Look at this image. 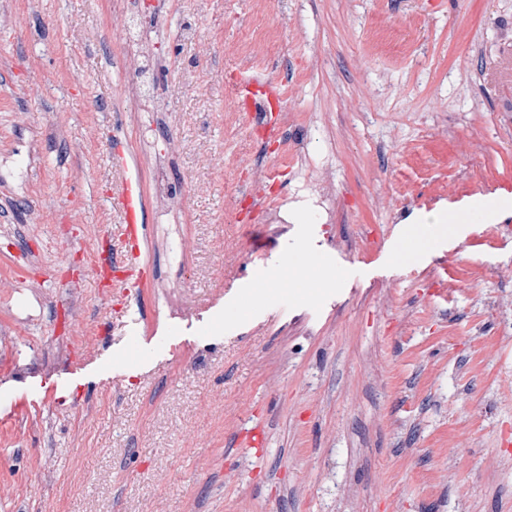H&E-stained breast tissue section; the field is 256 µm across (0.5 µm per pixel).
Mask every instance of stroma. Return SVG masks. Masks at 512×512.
<instances>
[{"label": "stroma", "instance_id": "obj_1", "mask_svg": "<svg viewBox=\"0 0 512 512\" xmlns=\"http://www.w3.org/2000/svg\"><path fill=\"white\" fill-rule=\"evenodd\" d=\"M108 2L0 0V512H512V0ZM233 71L284 84V142ZM138 75L164 112L131 115ZM116 118L189 206H147L123 306L94 271ZM277 154L242 211L237 159ZM292 257L320 288L241 311ZM466 221V217L461 214H455L451 224L448 223V218L432 217L427 219L420 226L416 227L411 235L404 243L403 250L399 253L398 259L406 261L413 257L414 254L425 250L432 244L435 239V234L438 228L442 232H447L451 229L454 230L459 224ZM427 224V225H425Z\"/></svg>", "mask_w": 512, "mask_h": 512}]
</instances>
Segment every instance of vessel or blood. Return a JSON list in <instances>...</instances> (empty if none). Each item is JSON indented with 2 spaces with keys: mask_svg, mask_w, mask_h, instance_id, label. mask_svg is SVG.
Masks as SVG:
<instances>
[{
  "mask_svg": "<svg viewBox=\"0 0 512 512\" xmlns=\"http://www.w3.org/2000/svg\"><path fill=\"white\" fill-rule=\"evenodd\" d=\"M235 99L240 111L251 112L256 101H264L268 108L280 106L286 94L282 85L271 80L237 77L232 82ZM112 166L118 173L112 184L109 198L114 209L121 214L118 232L124 247L121 253L102 249L95 258V274L98 286L121 292L140 287L147 279L149 270L139 262L140 246L146 236L144 222L145 201L140 172L131 166L120 130L108 134Z\"/></svg>",
  "mask_w": 512,
  "mask_h": 512,
  "instance_id": "obj_1",
  "label": "vessel or blood"
}]
</instances>
